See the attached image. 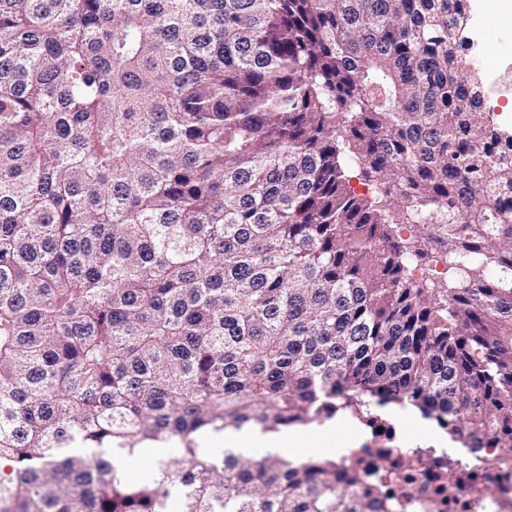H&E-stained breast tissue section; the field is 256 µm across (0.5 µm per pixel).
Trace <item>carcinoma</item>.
<instances>
[{
    "label": "carcinoma",
    "instance_id": "obj_1",
    "mask_svg": "<svg viewBox=\"0 0 512 512\" xmlns=\"http://www.w3.org/2000/svg\"><path fill=\"white\" fill-rule=\"evenodd\" d=\"M468 25L466 0H0V512H391L333 459L198 442L338 404L512 454V162ZM435 255L441 299L406 263ZM161 446H163L164 451L160 457L156 459L152 457L154 450L153 447H155V445L148 444L145 445V448H141L140 452L137 455H134L130 457V459H127L123 463V468L130 476H132L130 473H136L147 466H153V461L156 463L157 460L163 457V459H166L172 455H175L178 452V448H176L177 445L175 444H166Z\"/></svg>",
    "mask_w": 512,
    "mask_h": 512
}]
</instances>
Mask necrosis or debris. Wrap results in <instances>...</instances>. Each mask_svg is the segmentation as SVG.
Returning a JSON list of instances; mask_svg holds the SVG:
<instances>
[{"label":"necrosis or debris","mask_w":512,"mask_h":512,"mask_svg":"<svg viewBox=\"0 0 512 512\" xmlns=\"http://www.w3.org/2000/svg\"><path fill=\"white\" fill-rule=\"evenodd\" d=\"M361 441L339 457L345 471L359 472L365 488L385 498L392 512H512V462L486 445L457 454L455 449L411 444L409 435L384 412L352 413ZM463 478L459 495H448V471ZM492 484L493 496L472 493V486Z\"/></svg>","instance_id":"necrosis-or-debris-1"}]
</instances>
